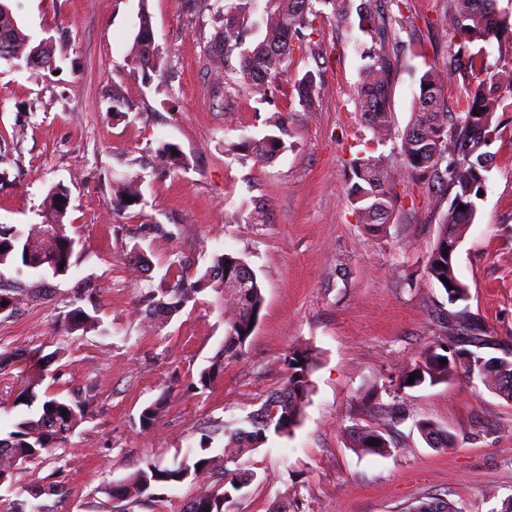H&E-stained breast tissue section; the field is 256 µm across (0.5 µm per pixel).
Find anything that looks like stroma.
I'll list each match as a JSON object with an SVG mask.
<instances>
[{
	"label": "stroma",
	"mask_w": 512,
	"mask_h": 512,
	"mask_svg": "<svg viewBox=\"0 0 512 512\" xmlns=\"http://www.w3.org/2000/svg\"><path fill=\"white\" fill-rule=\"evenodd\" d=\"M199 2H10L32 41L51 40L54 64L34 84L29 69L0 62V224L42 223L43 201L60 183L70 193L67 232L79 245L64 275L0 267V288L20 278L30 291L0 313V353L61 350L54 390L87 391L93 410L69 445L24 465L0 497L27 499L31 484L58 470L66 492L42 496L46 512H112L107 486L147 462L173 467L204 443L221 454L225 429L282 387L289 351L307 348L316 367L304 417L244 457L254 478L230 492L226 512H412L434 498L463 512H504L512 503V401L462 368L445 382L399 386L407 365L439 340L437 314L449 308L445 290L423 273L438 215L407 179L396 186L401 205L385 236L367 233L348 201V160L357 153L403 169L401 135L419 77L453 49V0H403L415 29L401 35L394 135L383 143L352 101L362 32L316 20L321 60L294 53L261 103L213 76L214 28ZM144 12L163 57L151 74L132 53ZM314 67L322 85L306 112L294 82ZM495 121L483 195L454 262L469 314L497 342L493 355L512 359V104ZM282 123L288 148L274 160L233 151L242 137L276 133ZM162 142L180 148L186 169L155 165ZM127 178L139 181L141 201L124 209L113 188ZM137 250L150 265L131 279ZM217 253L251 267L264 303L243 355L202 391L191 384L224 340L215 293L162 323L145 317V298L161 282L203 272ZM85 286L100 325L67 334L60 319ZM24 376L21 360L0 370L1 432L28 412L15 402ZM162 396L164 415L140 431L141 410ZM421 420L447 428L453 445L431 447L416 428ZM359 428L389 434L390 451L356 448Z\"/></svg>",
	"instance_id": "obj_1"
}]
</instances>
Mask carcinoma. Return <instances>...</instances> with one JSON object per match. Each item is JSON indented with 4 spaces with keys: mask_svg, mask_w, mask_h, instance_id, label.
I'll return each mask as SVG.
<instances>
[{
    "mask_svg": "<svg viewBox=\"0 0 512 512\" xmlns=\"http://www.w3.org/2000/svg\"><path fill=\"white\" fill-rule=\"evenodd\" d=\"M211 19L220 21L210 49V62L228 61L232 52L243 43L241 19L249 15L254 0H203ZM402 8V0H268V7L261 16L265 34L253 49L241 53L239 67L231 70V84L246 90L261 101L271 97L275 82L287 72L288 59L294 50L303 49L313 60L320 58L319 43L312 40L316 29L314 21L320 17L331 20L336 28L350 29L352 17L358 18L359 30L370 39V47L363 51L367 59L355 90V105L375 139L384 142L392 136L390 93L398 59L399 32L411 30L413 21L393 8ZM457 50L448 54L442 67L430 65L419 78V92L415 97L412 124L401 135L400 154L403 156L405 174L414 184L425 186L431 193L430 203L441 215L440 231L429 255L424 275L442 284L447 290L448 304L457 305L468 299V288L455 274L454 256L444 253L448 244L460 243L475 217L477 201L481 199L486 181L485 172L490 154L491 127L496 112L502 107L505 93L512 94V69L495 71L489 67L484 45L491 40L512 34V11L499 7V0H455L452 18ZM0 28L10 32L12 51L18 56L17 64L27 62L34 48L29 35L19 24L0 15ZM135 61L144 69L156 70L160 63L154 43L151 16L144 11L140 17L139 31L133 44ZM320 69L306 71L296 80L299 106L310 112L314 108L319 90ZM462 81L469 95L466 109L459 113L445 110V92L448 85ZM279 133L267 134L260 139L242 140L233 149L251 154L260 162H269L287 150L285 126ZM157 156L163 158L168 168L178 171L188 165L187 158L174 145L162 143ZM400 173L387 167L381 157L365 155L350 160L349 202L358 221L374 236L385 231L398 204L394 190ZM68 190L53 187L44 202L49 220L34 224L28 230L0 225V265L18 263V271L50 270L64 275L72 266L77 241L67 233L64 209L59 198ZM466 209L461 210L459 206ZM244 261L230 254H216L212 264L196 278L181 277L169 287L153 289L148 295V312L151 318L171 317L179 313L197 295L213 291L229 305L230 317L225 322L224 342L211 365L200 371L197 385L209 389L224 363L239 358L255 326L253 314L260 313L263 295L257 277L244 291L237 288L224 292L220 280L207 279L208 273L224 272V279L236 278ZM448 279L453 289H447L442 279ZM87 289L76 291L70 310L60 327L68 334L94 330L97 317L79 305ZM442 327L467 336L468 341L450 348L439 343L428 348L419 359L411 363L400 380V387L408 386L411 374L416 373L414 386L426 382L445 381L463 367L477 376L484 385L499 396L512 401V360L487 359L473 348H480L486 338L473 326L467 308L448 312L438 317ZM21 357L32 362L26 388L20 393L23 404L29 406L38 398V388L48 376L50 367L59 358L58 352L43 353L33 349L23 355L13 352L0 353V369L13 364ZM447 364H441V359ZM287 377L284 386L267 398L256 415L249 419L251 428H235L227 432L228 443L222 458L206 455L208 446H200V453L190 462L175 467H162L148 463L129 477L115 481L108 487L107 495L115 502L118 512H135V508L149 501H167L165 489L187 480L196 487L195 495L181 512H193L191 505H199L198 512H224L229 485L238 489L241 459L255 450L267 434L289 435L300 424L308 396L312 390L313 358L306 350H294L286 356ZM166 399L159 398L145 406L139 415L142 430L152 428L162 417ZM90 417L87 398L78 391L65 397L46 394L41 410L15 421L11 430L0 436V485L12 478L23 465L41 458L49 448L64 447L78 427ZM419 433L434 448H447L452 435L439 425L423 420L416 424ZM374 445H369V441ZM356 446L371 454H383L389 444L377 430H361L355 437ZM65 487L59 482L47 485L36 482L28 494L38 499L44 494L62 495Z\"/></svg>",
    "mask_w": 512,
    "mask_h": 512,
    "instance_id": "obj_1",
    "label": "carcinoma"
}]
</instances>
